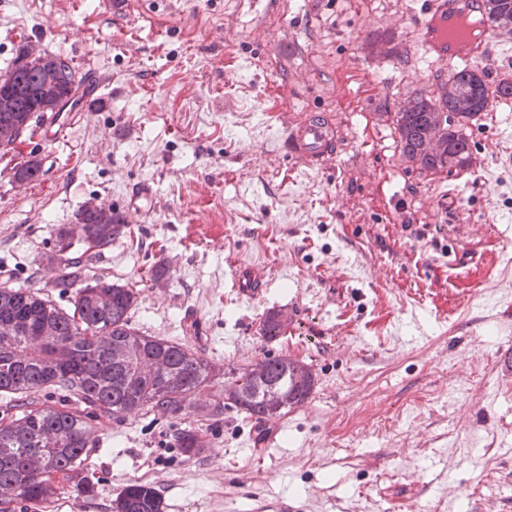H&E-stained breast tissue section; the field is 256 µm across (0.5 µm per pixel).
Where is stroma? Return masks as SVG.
Segmentation results:
<instances>
[{
    "mask_svg": "<svg viewBox=\"0 0 512 512\" xmlns=\"http://www.w3.org/2000/svg\"><path fill=\"white\" fill-rule=\"evenodd\" d=\"M0 0V75L20 47L104 77L76 109L44 113L0 157V284L70 307L47 279L84 205L125 235L83 278L135 288L134 327L243 370L308 363L307 401L262 423L205 406L91 419L88 494L13 512H112L131 483L165 512H512V98L469 128V167L427 173L401 155L390 114L436 95L438 66L412 49L409 0ZM390 33L385 58L369 40ZM323 114L344 141L320 169L277 147L285 124ZM38 160L20 182L16 164ZM149 185L151 211L131 204ZM166 276L151 280L156 265ZM251 264L265 286L239 295ZM283 311L278 340L260 336ZM193 428L207 446L185 456Z\"/></svg>",
    "mask_w": 512,
    "mask_h": 512,
    "instance_id": "stroma-1",
    "label": "stroma"
}]
</instances>
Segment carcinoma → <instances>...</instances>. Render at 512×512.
Here are the masks:
<instances>
[{
    "instance_id": "1",
    "label": "carcinoma",
    "mask_w": 512,
    "mask_h": 512,
    "mask_svg": "<svg viewBox=\"0 0 512 512\" xmlns=\"http://www.w3.org/2000/svg\"><path fill=\"white\" fill-rule=\"evenodd\" d=\"M487 20L512 32V0H487ZM17 57L29 58L21 70L10 69L0 77V91L17 90L12 112L0 119H21L29 130L38 112H53L57 100L72 86H81L82 75L71 61L60 56H31L24 44ZM475 71L455 75L441 86L438 96L413 92L393 116L403 157L425 172L449 167L466 168L471 154L469 122L480 111L478 100L494 95L512 97V77L506 76L494 91L484 79L478 89L471 87ZM458 117L455 125L433 121L438 111ZM438 131L448 143L449 165L427 156L420 147L423 136ZM41 165L29 160L15 166L14 177L28 181L39 176ZM87 232L100 250L125 234V221L115 210L103 217L94 205L82 207ZM68 234H60L63 281L77 286L72 309L27 288L0 287V325L14 327L12 336L0 335V394L13 396L4 414L14 412L7 422L0 420V487L16 488V498L34 505L51 502L59 495L55 478L73 484L78 492L91 490L83 467L88 449L94 447L88 418L119 419L147 407L171 417L183 416L193 408L197 393L214 390L209 412L237 410L259 421L275 419L288 409L304 403L314 385L311 368L295 359L265 358L246 369L234 381H221L223 368L187 348L183 343L149 336L130 323V311L137 302L134 289L98 278L77 284L82 278V257L64 254ZM48 325L52 336L36 340V329ZM288 327L282 312L269 313L260 334L267 342L277 340ZM57 387L74 395L89 412L52 408L36 394ZM186 455L196 454L206 442L193 429H184L177 439ZM113 512H164V501L150 486L132 483L112 501Z\"/></svg>"
}]
</instances>
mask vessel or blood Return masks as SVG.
I'll return each mask as SVG.
<instances>
[{"mask_svg": "<svg viewBox=\"0 0 512 512\" xmlns=\"http://www.w3.org/2000/svg\"><path fill=\"white\" fill-rule=\"evenodd\" d=\"M485 12L486 0H423L414 13L417 52L451 76L492 57L494 46L512 42V37L487 26L470 34L472 20L483 18ZM339 146V129L316 114L289 125L285 132L286 155L311 169L323 167ZM263 280L253 267L240 269L235 276L240 295L249 298L260 293Z\"/></svg>", "mask_w": 512, "mask_h": 512, "instance_id": "vessel-or-blood-1", "label": "vessel or blood"}]
</instances>
